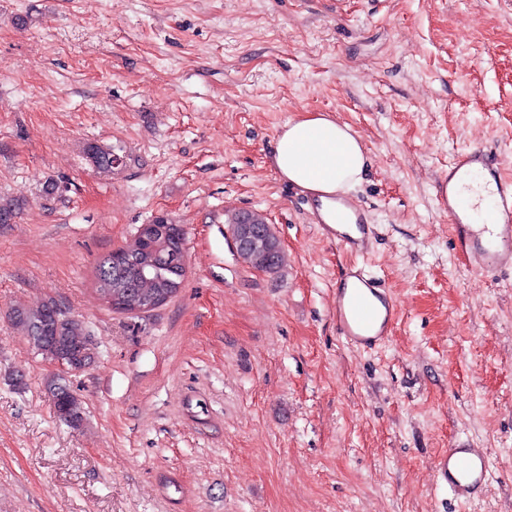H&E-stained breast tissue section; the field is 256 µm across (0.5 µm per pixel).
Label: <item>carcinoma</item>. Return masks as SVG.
<instances>
[{
  "label": "carcinoma",
  "mask_w": 512,
  "mask_h": 512,
  "mask_svg": "<svg viewBox=\"0 0 512 512\" xmlns=\"http://www.w3.org/2000/svg\"><path fill=\"white\" fill-rule=\"evenodd\" d=\"M148 248L150 243L137 235L131 245L122 248L120 262H114L110 253L98 261L95 286L103 299L118 296L126 306L135 308L143 299L162 291V281L141 269L140 259ZM240 256L252 267L269 273L277 272L285 262L284 252L276 249V239L272 234L258 239L253 249L241 252ZM54 305L55 302L48 301L36 309L16 308L12 312V320L41 354L53 357L66 353L77 360L87 341L85 327L79 320L52 319ZM49 391L58 419L69 426H79L83 420V406L70 386L51 383Z\"/></svg>",
  "instance_id": "cac0c4a2"
}]
</instances>
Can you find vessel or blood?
<instances>
[{
  "label": "vessel or blood",
  "instance_id": "vessel-or-blood-1",
  "mask_svg": "<svg viewBox=\"0 0 512 512\" xmlns=\"http://www.w3.org/2000/svg\"><path fill=\"white\" fill-rule=\"evenodd\" d=\"M475 169L488 171L496 184L491 209L493 221L474 224L467 208L461 207L455 195L456 183ZM436 201L448 215L459 251L469 263L481 271L512 269V181L503 179L492 168L482 149L458 152L448 166V175L437 185ZM344 223L321 225V232L337 245L357 256L371 250L372 230L364 222L363 208L349 199L339 201ZM336 328L346 342L358 350L374 349L385 344L398 321L399 309L370 276L364 266L353 265L336 282L333 305ZM436 486L448 489L453 498L466 502L489 479L485 448L456 443L439 453L433 463Z\"/></svg>",
  "mask_w": 512,
  "mask_h": 512
}]
</instances>
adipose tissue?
Instances as JSON below:
<instances>
[{
  "label": "adipose tissue",
  "mask_w": 512,
  "mask_h": 512,
  "mask_svg": "<svg viewBox=\"0 0 512 512\" xmlns=\"http://www.w3.org/2000/svg\"><path fill=\"white\" fill-rule=\"evenodd\" d=\"M366 162L361 139L349 125L314 112L289 121L272 154L278 174L319 201L328 224L336 221L337 194L359 183Z\"/></svg>",
  "instance_id": "1"
}]
</instances>
